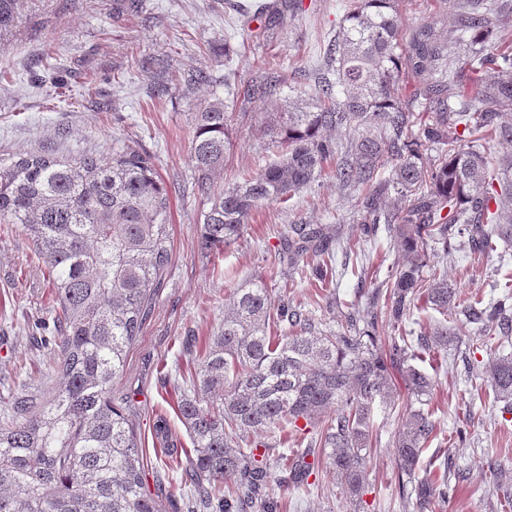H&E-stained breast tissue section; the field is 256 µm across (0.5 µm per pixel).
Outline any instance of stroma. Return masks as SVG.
<instances>
[{"label":"stroma","instance_id":"1","mask_svg":"<svg viewBox=\"0 0 512 512\" xmlns=\"http://www.w3.org/2000/svg\"><path fill=\"white\" fill-rule=\"evenodd\" d=\"M273 2L143 0L142 11L131 16L122 0H23L15 31L0 40V158L33 150L80 156L128 148L149 156L168 188L170 259L164 284L114 386L132 403L146 450L147 487L166 512H189L196 489L183 467L162 454L153 425L165 418L179 447L191 448L174 401L204 338L224 321L227 292L262 277L272 296L302 309L316 326L337 331L343 321L337 299L361 302L365 289L388 280L400 257L385 228L361 223L356 191L341 187L327 171L289 202H269L254 211L240 238L223 251L200 247L209 204L195 187L191 145L194 116L209 89L201 86L184 96L175 90L159 93L158 87L200 69L225 78L231 148L223 169L211 177L212 193L231 186L240 172L275 159L277 149L265 127L274 112L318 94L332 79L328 49L348 0H287L272 18L266 8ZM452 16L453 0H408L403 32L411 34L424 23L442 29ZM143 57L154 59L153 72L139 68ZM263 79L276 81V96L247 98L246 87ZM293 224L330 227L338 283L316 279L321 257H310L301 270L290 267L287 237ZM425 253V281L444 275L463 294L486 300L498 296L505 283L497 257L477 263L431 241ZM55 308L31 240L19 225L0 223L1 398L18 393L39 401L57 387L59 378L50 368ZM442 320L418 301L404 328L383 321L378 344L388 349L403 331L424 335ZM419 367L435 381L430 409L437 435L415 477L431 478L447 459L464 477L456 494L434 500L428 512H489L488 468H497L501 483L512 490V414H501L481 377H467L456 346ZM414 402L404 392L394 406L375 408L367 481L356 504L337 489L322 449L269 434L274 465L268 492L276 512H419L415 498L398 495L392 447L398 419ZM297 455L313 466V488L288 484L282 461Z\"/></svg>","mask_w":512,"mask_h":512}]
</instances>
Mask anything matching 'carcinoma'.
I'll return each instance as SVG.
<instances>
[{
    "label": "carcinoma",
    "instance_id": "cac0c4a2",
    "mask_svg": "<svg viewBox=\"0 0 512 512\" xmlns=\"http://www.w3.org/2000/svg\"><path fill=\"white\" fill-rule=\"evenodd\" d=\"M19 0H0V33L17 17ZM399 0H353L333 45L336 82L294 101L269 134L277 160L210 194V176L224 167L230 144L224 79L199 71L189 88L206 85L212 98L196 113L191 159L197 188L210 197L202 244L222 251L243 232L258 204L285 202L321 175L336 153L327 131L347 134L335 177L342 187L369 192L356 201L364 223L385 224L402 246L386 289L366 292V307L346 305L340 333L317 328L308 316L275 300L257 279L233 289L224 323L208 338L177 411L193 445L185 473L214 512L270 508L264 447L274 430L310 436L323 449L336 487L362 494L372 447L376 405L398 396L392 369L419 404L433 379L413 365L425 354L462 340L455 315L512 336V292L483 304L468 302L448 279L426 288L424 243L467 237L477 259L512 248V154L494 156L489 142L512 143V17L498 0H458L455 50L448 37L423 24L404 42ZM431 79L405 96L399 73ZM276 85L256 81L247 95L265 98ZM441 158L431 167L420 148ZM388 177H379L387 164ZM166 188L149 159L131 149L110 155L62 157L29 152L0 159V223L18 224L31 239L55 288L57 389L40 404L16 402L0 422V512H163L145 490L144 451L124 406L112 396L125 354L146 322L169 262ZM288 237L293 268L323 253L331 238L322 224H295ZM449 319L430 334L377 347L378 306L400 325L420 296ZM277 327L283 335L274 336ZM483 381L512 412V352L491 357ZM305 425H299V421ZM164 455L178 459L161 418L155 426ZM423 408L402 417L393 440L398 472L412 478L434 436ZM311 464L288 459V480L307 482ZM451 464L411 486L421 508L455 492Z\"/></svg>",
    "mask_w": 512,
    "mask_h": 512
}]
</instances>
